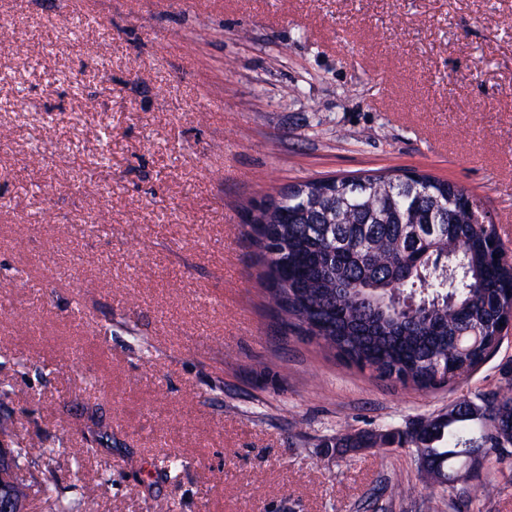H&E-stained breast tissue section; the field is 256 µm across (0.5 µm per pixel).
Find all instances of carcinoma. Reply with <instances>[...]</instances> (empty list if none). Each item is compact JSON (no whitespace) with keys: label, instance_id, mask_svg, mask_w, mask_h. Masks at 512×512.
I'll use <instances>...</instances> for the list:
<instances>
[{"label":"carcinoma","instance_id":"carcinoma-1","mask_svg":"<svg viewBox=\"0 0 512 512\" xmlns=\"http://www.w3.org/2000/svg\"><path fill=\"white\" fill-rule=\"evenodd\" d=\"M470 195L421 175L308 180L254 224L282 321L347 362L430 388L479 366L512 312V261L495 226L466 210ZM399 286L424 301L389 307ZM422 448L434 471L466 448L512 447V393L488 392L405 430L336 437L337 448Z\"/></svg>","mask_w":512,"mask_h":512}]
</instances>
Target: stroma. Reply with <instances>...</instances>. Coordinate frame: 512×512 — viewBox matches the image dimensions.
I'll use <instances>...</instances> for the list:
<instances>
[{
  "instance_id": "1",
  "label": "stroma",
  "mask_w": 512,
  "mask_h": 512,
  "mask_svg": "<svg viewBox=\"0 0 512 512\" xmlns=\"http://www.w3.org/2000/svg\"><path fill=\"white\" fill-rule=\"evenodd\" d=\"M407 172L512 252V0H0V417L54 471L17 459L27 512H512V460L441 488L333 447L508 391L512 334L428 389L358 369L281 322L244 220Z\"/></svg>"
}]
</instances>
